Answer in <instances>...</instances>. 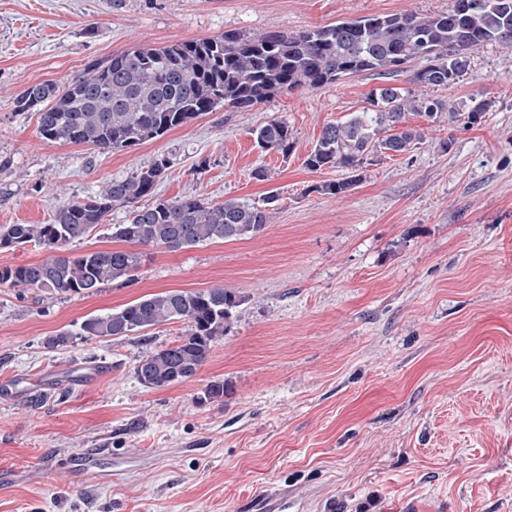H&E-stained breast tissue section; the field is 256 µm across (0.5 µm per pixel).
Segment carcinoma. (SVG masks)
<instances>
[{
  "label": "carcinoma",
  "instance_id": "1",
  "mask_svg": "<svg viewBox=\"0 0 512 512\" xmlns=\"http://www.w3.org/2000/svg\"><path fill=\"white\" fill-rule=\"evenodd\" d=\"M475 2L468 9L451 5L429 16L372 15L296 33L248 37L230 30L212 38L134 47L106 62L89 63L62 89L47 82L26 87L16 95L15 108L36 112L37 132L45 140L105 152L159 139L220 106L246 111L279 94L318 90L367 71L392 75L415 62L421 67L413 72V83L448 89L467 73L471 50L488 43L512 47V0ZM484 111L480 102L463 117L448 111L443 99L385 86L372 95L371 108L326 124L303 164L311 171L349 170L347 178L322 185L339 196L361 180L359 171L369 155L398 156L422 143L424 130L407 125L409 115L435 123L446 113L450 121L476 124ZM255 141L263 151L284 156L294 149L293 133L283 120L257 129ZM168 169L161 159L145 171L115 178L94 196L60 204L46 224L1 225L0 250L35 242L50 255L35 264L1 266L0 286L90 293L107 282L133 281L146 247L175 251L252 238L266 230L274 194L261 205L195 196L140 204L156 195ZM116 206L129 208V216L126 223L112 225V237L132 248L70 252L72 244L106 223ZM240 305L241 297L222 286L168 290L91 315L76 330L50 336L45 344L55 349L76 336H133L185 321L182 336L143 356L135 369L145 387L168 388L196 376Z\"/></svg>",
  "mask_w": 512,
  "mask_h": 512
}]
</instances>
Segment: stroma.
Listing matches in <instances>:
<instances>
[{"mask_svg":"<svg viewBox=\"0 0 512 512\" xmlns=\"http://www.w3.org/2000/svg\"><path fill=\"white\" fill-rule=\"evenodd\" d=\"M450 0H0V225L44 224L62 201L168 158L158 195L278 200L260 235L151 247L133 281L58 295L0 288V512H246L273 487L290 512H512V49L470 53L436 90L475 125L434 123L424 143L376 157L336 197L303 160L323 127L409 73L364 72L217 109L131 150L41 139L12 99L64 85L133 47L298 32L369 15L447 11ZM286 120L294 150L252 131ZM269 177H254L255 169ZM223 286L236 317L190 381L141 384L148 337H47L148 294ZM224 381V398L204 388ZM41 396L30 406V396Z\"/></svg>","mask_w":512,"mask_h":512,"instance_id":"obj_1","label":"stroma"}]
</instances>
